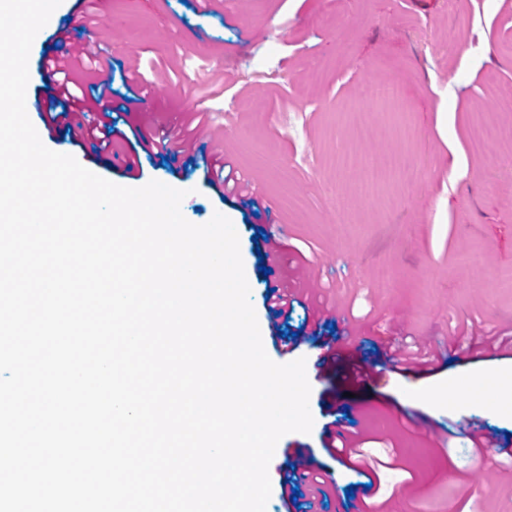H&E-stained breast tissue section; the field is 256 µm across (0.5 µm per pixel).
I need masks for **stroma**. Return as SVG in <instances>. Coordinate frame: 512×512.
<instances>
[{
	"label": "stroma",
	"mask_w": 512,
	"mask_h": 512,
	"mask_svg": "<svg viewBox=\"0 0 512 512\" xmlns=\"http://www.w3.org/2000/svg\"><path fill=\"white\" fill-rule=\"evenodd\" d=\"M80 4L62 0L28 65L37 66L44 43L74 52L98 41L111 84L76 77L118 117L123 154H97L30 112L43 144L121 186L158 180L186 190L181 212L191 223L227 216L266 353L279 364L306 360L314 425L279 440L266 512H308L280 489L296 449L334 483L322 512H340L346 488L363 483L323 446L337 419L358 421L373 451L398 448L416 478L414 493L395 490L380 512H512V486L491 478L512 483V457L496 451L475 461L463 431L471 421L493 438L512 436V396L476 394L512 376V358L489 343L512 332V282L503 278L512 269V145H479L474 134L479 109L512 124V0H108L101 28L81 18L65 25ZM317 65L323 74L314 80ZM140 77L152 81L151 94L140 95ZM390 79L405 84L404 101L366 105V86ZM199 102L208 108L204 141L160 161L146 138L187 125ZM344 151L397 154L406 167L365 197L355 190L363 168L336 166ZM126 154L139 158L134 172L122 167ZM220 155L253 182L263 213L213 188L206 171ZM263 230L277 242L266 259L254 241ZM383 266L391 284L376 276ZM286 282L327 292L330 311L299 305L288 318L273 316L264 289ZM291 332L299 345L282 353ZM407 334L431 345L432 372L386 375L360 401L316 368L326 341L354 336L352 354L371 363L380 345ZM421 417L446 429L447 448L421 430Z\"/></svg>",
	"instance_id": "obj_1"
}]
</instances>
